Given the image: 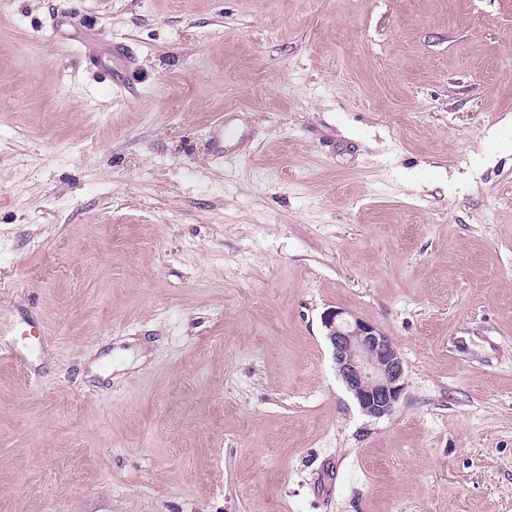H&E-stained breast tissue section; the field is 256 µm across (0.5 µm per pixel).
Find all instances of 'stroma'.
<instances>
[{"instance_id":"35a3bbf8","label":"stroma","mask_w":512,"mask_h":512,"mask_svg":"<svg viewBox=\"0 0 512 512\" xmlns=\"http://www.w3.org/2000/svg\"><path fill=\"white\" fill-rule=\"evenodd\" d=\"M27 323L0 512H512V0H0ZM336 371L361 412L389 415L405 390L404 365L393 342L372 322L343 309L323 319Z\"/></svg>"}]
</instances>
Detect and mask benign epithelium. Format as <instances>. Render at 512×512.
<instances>
[{
    "instance_id": "7a95c632",
    "label": "benign epithelium",
    "mask_w": 512,
    "mask_h": 512,
    "mask_svg": "<svg viewBox=\"0 0 512 512\" xmlns=\"http://www.w3.org/2000/svg\"><path fill=\"white\" fill-rule=\"evenodd\" d=\"M323 323L338 376L361 412L373 418L390 414L405 390L393 342L372 322L342 309L326 313Z\"/></svg>"
}]
</instances>
